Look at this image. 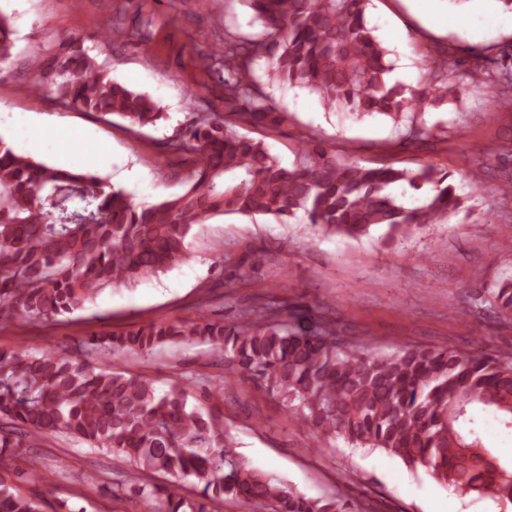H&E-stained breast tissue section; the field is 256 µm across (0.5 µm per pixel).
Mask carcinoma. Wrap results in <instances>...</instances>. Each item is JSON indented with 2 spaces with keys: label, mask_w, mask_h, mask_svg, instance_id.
I'll list each match as a JSON object with an SVG mask.
<instances>
[{
  "label": "carcinoma",
  "mask_w": 512,
  "mask_h": 512,
  "mask_svg": "<svg viewBox=\"0 0 512 512\" xmlns=\"http://www.w3.org/2000/svg\"><path fill=\"white\" fill-rule=\"evenodd\" d=\"M369 0H250L263 33L224 34L218 57L224 112L198 115L174 152L193 154V173L177 195L136 204L122 189L87 170H67L15 152L0 137V320L43 321L81 309L108 288L134 286L188 259L198 224L226 214L301 212L318 232L355 240L376 226L391 240L440 223L461 206L448 175L417 169L360 166L308 137L293 169L240 126L277 129L284 112L252 73L269 63L271 81L309 88L328 108L403 116L454 89L458 60L438 47L434 70L419 94L405 98L389 84L388 51L366 21ZM13 30L0 15V63L12 57ZM35 83L59 103L118 115L147 128L163 119L148 95L113 80L69 38L48 61L31 59ZM493 303L512 318V276ZM279 310L234 324L200 317L150 323L126 334L89 339L96 352L149 354L166 343H209L256 386L326 440L382 448L412 470L467 494L512 500V460L486 444L483 413L512 430V358L484 351L407 347L371 356L345 350L335 328L297 332ZM189 382L161 392L153 380L95 372L61 354L0 351V456L64 433L121 456L130 469L112 489L147 512H222L226 498L266 504L271 512H347L338 496L325 503L251 468L224 443V414L191 406ZM0 471V512H41L17 480L45 481L35 455H15ZM154 475L200 489L186 498Z\"/></svg>",
  "instance_id": "obj_1"
}]
</instances>
